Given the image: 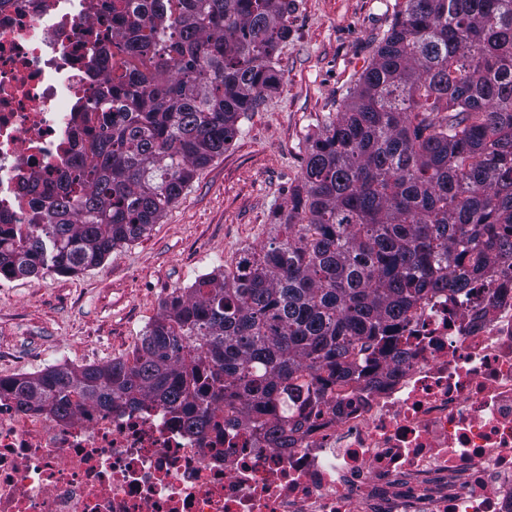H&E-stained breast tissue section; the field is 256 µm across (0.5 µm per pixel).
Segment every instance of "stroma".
<instances>
[{"label": "stroma", "mask_w": 512, "mask_h": 512, "mask_svg": "<svg viewBox=\"0 0 512 512\" xmlns=\"http://www.w3.org/2000/svg\"><path fill=\"white\" fill-rule=\"evenodd\" d=\"M296 2L278 88L156 224L98 266L0 280V377L131 358L167 298L270 240L302 180L308 137L336 114L402 0Z\"/></svg>", "instance_id": "35a3bbf8"}]
</instances>
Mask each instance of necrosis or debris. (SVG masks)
I'll list each match as a JSON object with an SVG mask.
<instances>
[{
	"label": "necrosis or debris",
	"instance_id": "4bbe7bcc",
	"mask_svg": "<svg viewBox=\"0 0 512 512\" xmlns=\"http://www.w3.org/2000/svg\"><path fill=\"white\" fill-rule=\"evenodd\" d=\"M112 15L94 0H0V224L82 162ZM371 378L289 402L290 445L219 406L189 429L149 398L65 420L0 399V512H512V262L429 296Z\"/></svg>",
	"mask_w": 512,
	"mask_h": 512
}]
</instances>
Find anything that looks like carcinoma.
Segmentation results:
<instances>
[{"label": "carcinoma", "instance_id": "cac0c4a2", "mask_svg": "<svg viewBox=\"0 0 512 512\" xmlns=\"http://www.w3.org/2000/svg\"><path fill=\"white\" fill-rule=\"evenodd\" d=\"M295 0L102 3L126 29L86 163L0 224V275L70 274L140 237L279 83ZM288 236L163 303L132 358L0 378V398L57 419L142 396L203 424L256 416L381 356L428 295L512 260V0H403L336 118L311 137Z\"/></svg>", "mask_w": 512, "mask_h": 512}]
</instances>
